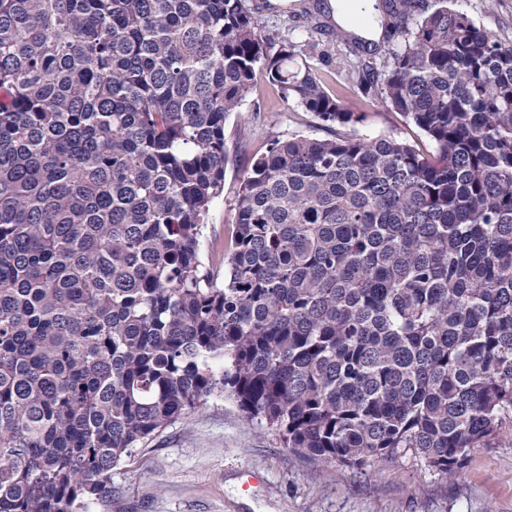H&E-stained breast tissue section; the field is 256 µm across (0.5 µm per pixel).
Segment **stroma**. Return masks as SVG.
<instances>
[{"label":"stroma","mask_w":512,"mask_h":512,"mask_svg":"<svg viewBox=\"0 0 512 512\" xmlns=\"http://www.w3.org/2000/svg\"><path fill=\"white\" fill-rule=\"evenodd\" d=\"M260 8V35L273 45H313L307 65L345 109L363 114L368 137L423 141V134L346 76L353 41L336 36V18L318 0H244ZM478 25L512 42V0H455ZM316 119L258 76L238 112L224 123L229 162L224 192L213 200L201 239L208 268L224 270V244L235 222L240 180L273 139L320 135ZM264 480L243 492L242 474ZM89 512H512V438L472 449L459 477L443 479L413 455L355 469L286 448L279 435L243 421L228 400L213 399L134 449L112 470V507Z\"/></svg>","instance_id":"stroma-1"}]
</instances>
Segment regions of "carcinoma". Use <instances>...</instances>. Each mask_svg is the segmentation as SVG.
<instances>
[{"label": "carcinoma", "instance_id": "obj_1", "mask_svg": "<svg viewBox=\"0 0 512 512\" xmlns=\"http://www.w3.org/2000/svg\"><path fill=\"white\" fill-rule=\"evenodd\" d=\"M381 0L348 64L435 146L367 138L243 0H0V512L112 504V468L215 398L285 447L455 477L512 414V43ZM329 138L244 174L200 254L224 122L258 76Z\"/></svg>", "mask_w": 512, "mask_h": 512}]
</instances>
